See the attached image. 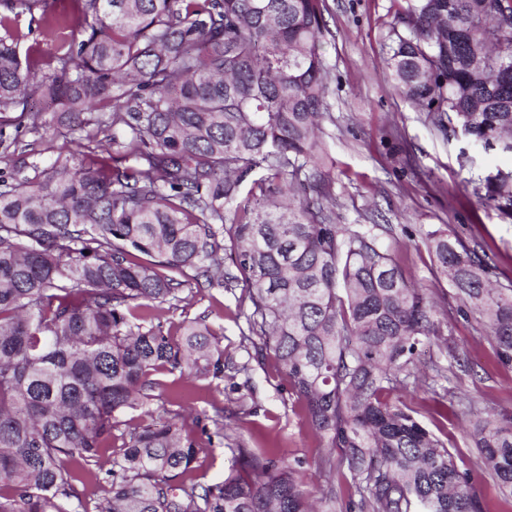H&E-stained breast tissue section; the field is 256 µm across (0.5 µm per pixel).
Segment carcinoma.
<instances>
[{
    "label": "carcinoma",
    "instance_id": "obj_1",
    "mask_svg": "<svg viewBox=\"0 0 512 512\" xmlns=\"http://www.w3.org/2000/svg\"><path fill=\"white\" fill-rule=\"evenodd\" d=\"M5 0L0 118L112 130V155L58 156L0 180V512H316L277 448H233L220 482L191 477L203 448L182 411L135 428L90 511L76 470L98 464L130 411L152 415L159 370L209 384L229 363L216 331L164 330L163 305L195 288H248L249 335L265 340L311 428L322 499L349 479L358 512H484L443 441L392 392L420 381L435 303L373 229L336 223L320 136L329 72L323 0ZM390 33L396 88L442 133L512 152V0H405ZM77 37L20 58L19 16ZM41 97L43 110H28ZM512 220V172L481 180ZM429 249L460 305L512 365V285L433 231ZM233 256L234 270L224 267ZM471 437L512 497V418Z\"/></svg>",
    "mask_w": 512,
    "mask_h": 512
}]
</instances>
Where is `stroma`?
I'll use <instances>...</instances> for the list:
<instances>
[{"label":"stroma","mask_w":512,"mask_h":512,"mask_svg":"<svg viewBox=\"0 0 512 512\" xmlns=\"http://www.w3.org/2000/svg\"><path fill=\"white\" fill-rule=\"evenodd\" d=\"M404 0H325L326 31L321 51L329 71L330 108L323 123L328 147L326 168L333 180L336 221L384 225L380 237L393 249L406 275L436 303L437 334L423 347L421 361L449 368L465 358L466 371L437 384L419 382L394 398L452 453L468 474L486 512H512L484 469L474 448L473 423L492 414L512 415V366L499 362L486 327L473 313L460 310L451 283L437 271L426 245L438 230L451 241L475 249L485 259L493 282L512 284V220L477 195L487 172L512 171V153L469 146L463 138L438 131L426 111L394 87L388 68L389 35ZM20 53L53 54L75 32L60 28L48 38L37 16H21ZM42 128L7 125L0 129V176L21 179L34 167L50 165L71 145L65 123L46 114ZM245 284L228 291L204 289L163 312L164 326L206 319L222 331L225 356L249 362V375L219 385L192 383L179 372H159L163 399L179 398L191 414L223 413V429L208 425L200 434L203 451L195 463L202 484L221 481L232 464L231 451L243 446L258 452L282 449L298 461L296 477L304 490L318 495L324 485L319 468L327 450L312 430L303 404L279 371L270 350L243 340L238 319L246 301Z\"/></svg>","instance_id":"1"}]
</instances>
